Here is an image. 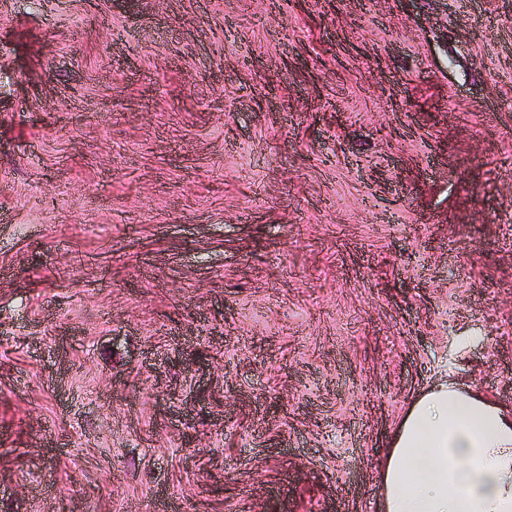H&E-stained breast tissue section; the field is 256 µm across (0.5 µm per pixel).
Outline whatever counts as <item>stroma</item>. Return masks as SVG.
I'll return each instance as SVG.
<instances>
[{"label": "stroma", "mask_w": 512, "mask_h": 512, "mask_svg": "<svg viewBox=\"0 0 512 512\" xmlns=\"http://www.w3.org/2000/svg\"><path fill=\"white\" fill-rule=\"evenodd\" d=\"M443 375L512 408V0H0V512H364Z\"/></svg>", "instance_id": "35a3bbf8"}]
</instances>
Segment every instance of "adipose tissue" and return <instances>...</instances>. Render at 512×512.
<instances>
[{"mask_svg":"<svg viewBox=\"0 0 512 512\" xmlns=\"http://www.w3.org/2000/svg\"><path fill=\"white\" fill-rule=\"evenodd\" d=\"M381 512H512V409L468 383L425 388L379 472Z\"/></svg>","mask_w":512,"mask_h":512,"instance_id":"obj_1","label":"adipose tissue"}]
</instances>
